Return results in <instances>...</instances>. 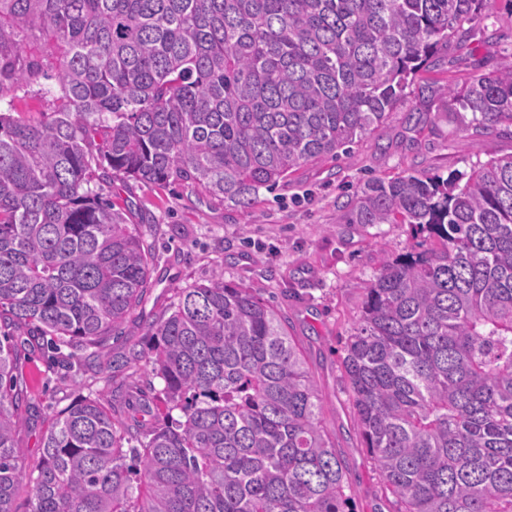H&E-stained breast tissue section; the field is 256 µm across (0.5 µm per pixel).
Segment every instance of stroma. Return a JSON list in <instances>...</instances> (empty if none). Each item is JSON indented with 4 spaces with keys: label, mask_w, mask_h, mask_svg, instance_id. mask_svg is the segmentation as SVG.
I'll return each mask as SVG.
<instances>
[{
    "label": "stroma",
    "mask_w": 512,
    "mask_h": 512,
    "mask_svg": "<svg viewBox=\"0 0 512 512\" xmlns=\"http://www.w3.org/2000/svg\"><path fill=\"white\" fill-rule=\"evenodd\" d=\"M466 29L465 41L440 52L436 77L463 82L478 60L484 71L496 68L503 52L512 51V5L496 0L489 18ZM413 109L421 113L416 126L406 121ZM510 154L512 126L478 134L467 122L411 96L350 153L307 165L287 182L261 190L254 222L176 185L101 182L103 196L127 211L154 255L152 288L103 351L116 358L145 348L148 323L182 288L204 282L223 266L225 279L251 288L286 318L317 386L356 512H397L356 424L342 360L367 288L386 260L415 251L420 237L408 224H348L340 216L372 177L414 170L467 175L476 163ZM13 382L25 396L17 445L29 474L41 463L51 419L77 396L97 398L116 419H135L148 429L155 423L148 404L163 387L144 366L87 369L47 350L40 339L17 345Z\"/></svg>",
    "instance_id": "obj_1"
}]
</instances>
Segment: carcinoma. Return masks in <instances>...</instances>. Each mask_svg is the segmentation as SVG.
I'll return each instance as SVG.
<instances>
[{
    "instance_id": "cac0c4a2",
    "label": "carcinoma",
    "mask_w": 512,
    "mask_h": 512,
    "mask_svg": "<svg viewBox=\"0 0 512 512\" xmlns=\"http://www.w3.org/2000/svg\"><path fill=\"white\" fill-rule=\"evenodd\" d=\"M492 0H0V512L25 477L10 330L99 360L152 287L149 246L96 191L178 184L255 216L261 188L374 133ZM447 100L512 124V52ZM55 81L40 118L15 101ZM349 224H414L342 361L398 512H512V155L466 181L374 178ZM124 357L164 386L148 433L82 397L53 420L30 512H356L277 308L215 269ZM180 416L174 417L173 411Z\"/></svg>"
}]
</instances>
